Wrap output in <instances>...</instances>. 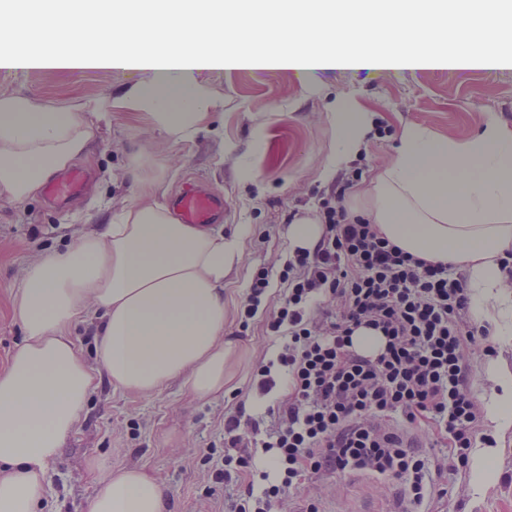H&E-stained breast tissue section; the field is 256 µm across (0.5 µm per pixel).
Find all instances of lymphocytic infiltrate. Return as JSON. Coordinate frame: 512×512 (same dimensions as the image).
<instances>
[{
  "mask_svg": "<svg viewBox=\"0 0 512 512\" xmlns=\"http://www.w3.org/2000/svg\"><path fill=\"white\" fill-rule=\"evenodd\" d=\"M358 179L339 175L324 192L317 244L294 249L280 274L288 293L267 327L284 343L257 388L268 394L281 375L290 393L269 409V424L238 414L224 421L231 512H273L304 474L346 471L401 482L414 512H435L471 449L488 445L466 348L493 347L487 327L470 322L465 280L349 217L345 196ZM362 329L380 338L375 355L354 347ZM421 422L438 452L413 447L409 432Z\"/></svg>",
  "mask_w": 512,
  "mask_h": 512,
  "instance_id": "1",
  "label": "lymphocytic infiltrate"
}]
</instances>
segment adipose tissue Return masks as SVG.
Here are the masks:
<instances>
[{
    "label": "adipose tissue",
    "instance_id": "1",
    "mask_svg": "<svg viewBox=\"0 0 512 512\" xmlns=\"http://www.w3.org/2000/svg\"><path fill=\"white\" fill-rule=\"evenodd\" d=\"M63 27L53 51L25 47L22 30L46 26L38 6L0 0V68H106L144 75L129 91L62 108L0 97V199L22 201L85 158L112 112L147 113L170 142L194 140L224 102L202 73L233 69L374 71L512 67V0H55ZM348 47L335 50L339 20ZM274 30L277 48L248 54L225 28ZM111 40L110 51L97 46ZM337 168L358 154L370 117L333 116ZM142 193L65 252L28 267L14 303L24 340L0 372V512H37L47 474L73 437L94 376L70 334L95 321L94 354L113 386L149 394L186 378L209 400L231 390L240 355L224 338V281L240 233L181 224L154 196L153 158L136 155ZM367 216L405 252L462 267L476 314L512 335V295L502 267L512 251V127L488 114L466 139L405 126L392 163L366 193ZM487 418L512 431V372L489 362ZM165 491L139 468L103 472L87 512H164Z\"/></svg>",
    "mask_w": 512,
    "mask_h": 512
}]
</instances>
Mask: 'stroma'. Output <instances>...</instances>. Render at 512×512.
<instances>
[{
  "label": "stroma",
  "instance_id": "1",
  "mask_svg": "<svg viewBox=\"0 0 512 512\" xmlns=\"http://www.w3.org/2000/svg\"><path fill=\"white\" fill-rule=\"evenodd\" d=\"M224 106L210 128L192 141L172 144L145 115L116 112L98 126L91 155L78 161L91 181L88 194L57 210L45 194L12 203L0 200V370L20 343L23 331L13 300L37 256L65 250L89 232L108 211L136 199L141 185L132 158L148 153L164 165L157 195L173 194L194 181L224 195L225 232L244 231L243 255L224 285V332L240 344L243 357L234 388L208 401L194 398L174 380L150 394L116 389L93 351V323L77 320L72 333L94 375V389L76 434L62 448L48 474L42 512H86L96 488L98 465L136 466L165 490V512H230V498L217 472L224 466V421L238 411L256 415L288 396L286 382L259 394L258 369L274 359L282 340L267 328L286 285L278 274L292 246L288 216L316 218L320 193L333 182L327 169L338 151L333 114L342 102L371 113L374 127L363 154L359 187L369 186L391 161L400 132L421 125L438 137L463 139L477 133L488 113L512 126V68L495 70L368 71L326 70L302 77L286 70H212L203 75ZM133 73L110 69L1 70L0 95L22 94L55 107L126 90ZM253 169L255 179L242 176ZM269 270L271 286L248 329L240 311L257 268ZM495 356L468 350L474 367L472 394L486 404L492 387L485 378L489 359L512 370V343L495 341ZM483 429L494 442L482 491L473 479L448 482L442 512H512V433L499 436L492 423ZM401 490L392 480L362 472L305 476L276 512H394Z\"/></svg>",
  "mask_w": 512,
  "mask_h": 512
}]
</instances>
